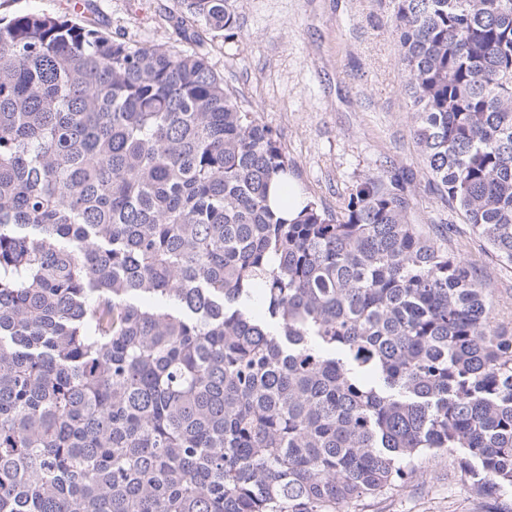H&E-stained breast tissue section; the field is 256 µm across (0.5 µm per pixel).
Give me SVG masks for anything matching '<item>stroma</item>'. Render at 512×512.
Instances as JSON below:
<instances>
[{"instance_id":"1","label":"stroma","mask_w":512,"mask_h":512,"mask_svg":"<svg viewBox=\"0 0 512 512\" xmlns=\"http://www.w3.org/2000/svg\"><path fill=\"white\" fill-rule=\"evenodd\" d=\"M85 17L137 45L167 43L163 21L174 0H83ZM236 38L202 32L225 86L275 131L295 162L294 185L339 210L356 182L391 168L416 176L408 212L430 233L448 232L450 253L472 266L493 302L497 324L512 331V265L500 261L422 174L410 136L397 38L387 0H231ZM346 512H472L452 456L424 457L411 483L366 508Z\"/></svg>"}]
</instances>
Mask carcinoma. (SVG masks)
Instances as JSON below:
<instances>
[{
	"mask_svg": "<svg viewBox=\"0 0 512 512\" xmlns=\"http://www.w3.org/2000/svg\"><path fill=\"white\" fill-rule=\"evenodd\" d=\"M229 2L0 18V512H344L438 452L512 512V334L405 171L270 208L293 160L180 48ZM389 7L425 176L512 264V0ZM85 16L112 36L137 45L170 42L172 30L162 20L165 9H176L175 0H81ZM87 7L85 9V6Z\"/></svg>",
	"mask_w": 512,
	"mask_h": 512,
	"instance_id": "carcinoma-1",
	"label": "carcinoma"
}]
</instances>
